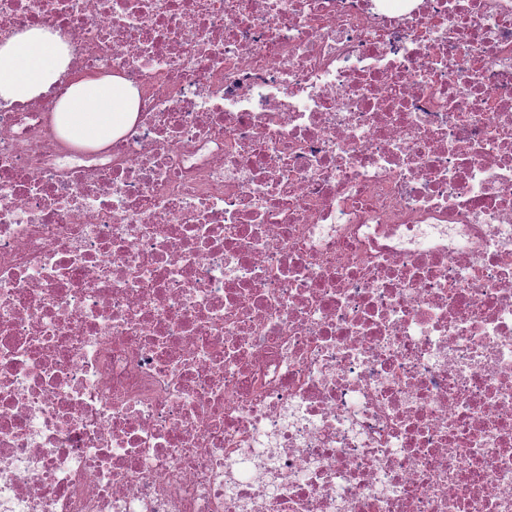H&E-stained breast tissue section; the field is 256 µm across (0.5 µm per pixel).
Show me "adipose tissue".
Masks as SVG:
<instances>
[{"label":"adipose tissue","instance_id":"1","mask_svg":"<svg viewBox=\"0 0 512 512\" xmlns=\"http://www.w3.org/2000/svg\"><path fill=\"white\" fill-rule=\"evenodd\" d=\"M69 46L59 34L30 28L0 42V101L25 103L47 92L67 70ZM137 92L125 80L88 75L61 95L54 123L70 143L102 147L137 116Z\"/></svg>","mask_w":512,"mask_h":512}]
</instances>
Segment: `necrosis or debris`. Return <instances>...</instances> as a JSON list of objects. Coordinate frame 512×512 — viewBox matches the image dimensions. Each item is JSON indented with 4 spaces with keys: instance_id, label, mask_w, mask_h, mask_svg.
Returning <instances> with one entry per match:
<instances>
[{
    "instance_id": "1",
    "label": "necrosis or debris",
    "mask_w": 512,
    "mask_h": 512,
    "mask_svg": "<svg viewBox=\"0 0 512 512\" xmlns=\"http://www.w3.org/2000/svg\"><path fill=\"white\" fill-rule=\"evenodd\" d=\"M138 91L0 102V512H512V0H0ZM137 92L113 76L76 77L61 95L54 123L70 143L102 147L123 134L137 116Z\"/></svg>"
}]
</instances>
